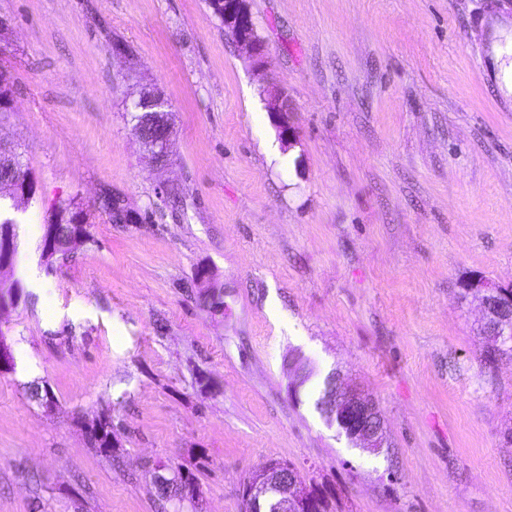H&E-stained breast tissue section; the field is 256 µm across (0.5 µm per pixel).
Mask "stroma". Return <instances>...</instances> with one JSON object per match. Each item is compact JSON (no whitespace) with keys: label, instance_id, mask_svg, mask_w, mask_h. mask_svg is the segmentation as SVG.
<instances>
[{"label":"stroma","instance_id":"35a3bbf8","mask_svg":"<svg viewBox=\"0 0 512 512\" xmlns=\"http://www.w3.org/2000/svg\"><path fill=\"white\" fill-rule=\"evenodd\" d=\"M249 8L260 71L208 0H0V141L38 183L4 201L0 282L20 296L0 314V512H195L161 505L159 463L194 474L207 512H241L271 460L333 512H512V358L485 365L459 295L512 286V0ZM145 87L171 107L162 169L132 133ZM279 92L288 140L265 108ZM106 193L136 222L98 212ZM70 198L91 240L49 267L43 217ZM203 269L223 313L195 294ZM332 374L377 402L382 453L316 409ZM104 414L107 455L86 434Z\"/></svg>","mask_w":512,"mask_h":512}]
</instances>
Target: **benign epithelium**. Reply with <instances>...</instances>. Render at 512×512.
Returning <instances> with one entry per match:
<instances>
[{
	"instance_id": "obj_1",
	"label": "benign epithelium",
	"mask_w": 512,
	"mask_h": 512,
	"mask_svg": "<svg viewBox=\"0 0 512 512\" xmlns=\"http://www.w3.org/2000/svg\"><path fill=\"white\" fill-rule=\"evenodd\" d=\"M224 29L235 42L248 48L256 64H261L265 56V45L257 37L252 13L247 0H224ZM148 106L152 109L150 131L140 134L139 142L151 160L160 165L168 160L173 136L170 108L164 96L146 89L140 92L134 107ZM268 111L276 117L284 137H289L288 99L275 94L268 102ZM465 292L480 301L484 319H494L491 324L493 336L507 346H512V289L483 278L473 279L463 284ZM330 425L345 434L354 448L370 453H378L385 447L384 425L376 401L359 389L339 387L336 389V413ZM158 487L174 486L181 501L195 504L198 512H203L200 496L184 472L168 473L164 464L155 465ZM271 492L282 494L290 503V512H316L321 504L316 490L298 479L295 467L286 461H269L256 470L242 485L240 497L243 512H259L260 500Z\"/></svg>"
}]
</instances>
